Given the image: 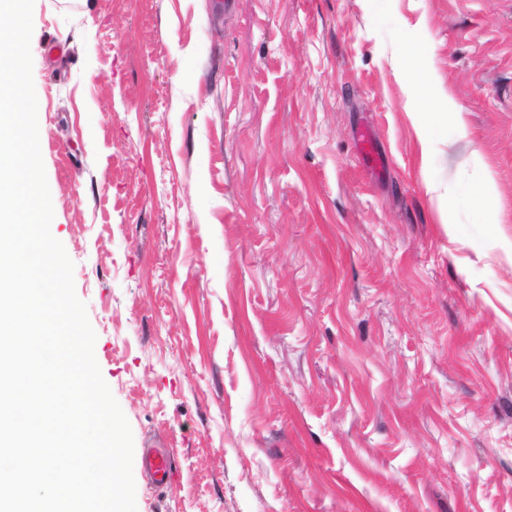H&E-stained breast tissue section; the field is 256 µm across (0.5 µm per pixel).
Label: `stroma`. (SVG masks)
Returning <instances> with one entry per match:
<instances>
[{
    "mask_svg": "<svg viewBox=\"0 0 512 512\" xmlns=\"http://www.w3.org/2000/svg\"><path fill=\"white\" fill-rule=\"evenodd\" d=\"M31 55L97 363L175 451L137 512H512V0H35ZM412 114H414L413 122L420 146V169L424 173L428 168L433 134L447 127L448 121L456 125L459 130H465V122L463 113L449 99L443 105L427 107Z\"/></svg>",
    "mask_w": 512,
    "mask_h": 512,
    "instance_id": "obj_1",
    "label": "stroma"
}]
</instances>
